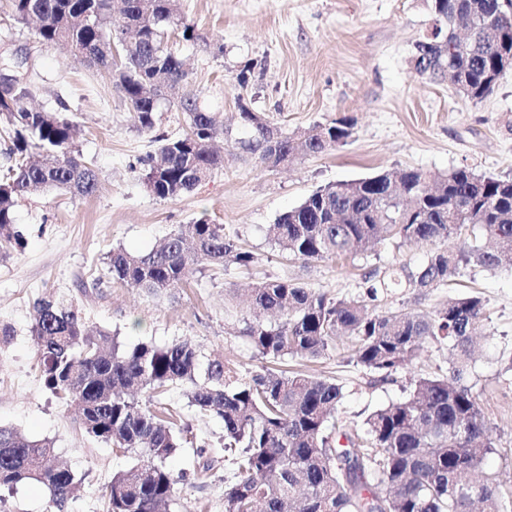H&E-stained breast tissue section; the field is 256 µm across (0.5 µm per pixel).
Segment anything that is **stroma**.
Returning <instances> with one entry per match:
<instances>
[{
	"label": "stroma",
	"instance_id": "obj_1",
	"mask_svg": "<svg viewBox=\"0 0 512 512\" xmlns=\"http://www.w3.org/2000/svg\"><path fill=\"white\" fill-rule=\"evenodd\" d=\"M179 7L193 34H170L168 45L186 64L198 107L224 122L217 139L224 164L175 199L152 195L138 167L156 154L160 139L185 133L183 112L162 104L152 131L141 130L106 73L80 63L65 47L40 43L33 26L0 13V60L19 64L37 108L67 105V118L80 129L79 157L99 182L90 196L49 190L19 198L14 224L22 244L0 257V327L11 329L0 343V427L52 442L59 460L80 479L67 512H106V486L138 456L89 435L77 407L45 387L31 335L41 296L72 297L90 327L129 345L190 340L204 356L224 358L248 378L266 361L239 333L252 313L234 290L280 277L335 299L358 298L370 274L399 264L418 268L430 252L426 244L387 241L346 260L305 264L288 259L268 237L279 215L321 186L385 170L443 174L467 166L512 180V70L475 105L448 82L422 77L415 43L432 25V0H179ZM247 64L249 80L238 84ZM243 104L288 135L337 118L351 122L352 135L334 150L271 168L239 144ZM202 217L223 225L254 253L255 264L196 266L189 286L173 296H151L113 281L112 248L150 251ZM459 292L481 295L489 314L468 382L498 444L488 465L512 497V264L492 271L472 267L451 286L424 295L392 293L376 308L433 310ZM447 364V345L429 342L381 382L357 363L350 341L341 337L321 357H291L283 367L341 384L336 417L352 429L372 411L405 400L411 379ZM189 390L181 383L161 397L195 440L167 461L180 482L166 512H224L231 474L216 445L223 424L190 406ZM0 512H53L50 492L35 480L1 488Z\"/></svg>",
	"mask_w": 512,
	"mask_h": 512
}]
</instances>
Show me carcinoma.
Instances as JSON below:
<instances>
[{
	"instance_id": "1",
	"label": "carcinoma",
	"mask_w": 512,
	"mask_h": 512,
	"mask_svg": "<svg viewBox=\"0 0 512 512\" xmlns=\"http://www.w3.org/2000/svg\"><path fill=\"white\" fill-rule=\"evenodd\" d=\"M10 16L48 45H65L83 64L107 72L143 130L154 127L158 106L147 83H187L180 57L164 46L165 31L192 25L176 0H121L128 25L112 27V0H5ZM429 34L416 43L417 70L431 81L450 71L460 95L477 104L512 65V0H433ZM188 130L166 139L157 156L142 161L144 182L157 198L172 199L205 182L223 156L212 141L224 131L194 95L181 97ZM241 147L270 167L299 155L328 152L347 142L345 118L300 135L271 140L270 122L239 115ZM0 121L13 159L0 176V252L19 244L13 224L19 198L50 188L88 196L97 176L75 155L77 125L60 112L35 110L19 99L0 100ZM269 237L295 260H333L356 255L385 240L434 245L417 271L388 268L371 280L363 299H334L288 279L266 277L249 291V302L280 315L255 319L240 330L264 359L316 358L341 333L352 339L357 362L388 379L433 341L449 347V373L434 372L412 383L409 397L369 414L352 437L330 425L342 386L278 368L245 379L221 359L202 362L189 340L133 345L86 328L73 301L47 295L35 302L31 327L43 383L58 398L84 406L88 433L117 448L141 450L140 461L112 477L107 512H158L176 479L166 460L191 443L165 407L144 404L170 386L189 381V404L224 425V464L232 473L224 512H512L497 473L486 468L494 452L492 427L472 387L471 343L489 320L485 303L463 293L432 312H378L370 303L400 289L424 294L450 286L462 267L487 270L512 257V181L459 167L429 185L428 173L405 169L317 188L268 227ZM456 240V251L444 248ZM254 254L236 245L224 225L199 219L148 253L112 249V279L149 294L185 286L199 264L248 268ZM345 443H340V439ZM47 441L19 440L0 427V487L27 480L44 484L63 512L79 482L72 470L53 467Z\"/></svg>"
}]
</instances>
